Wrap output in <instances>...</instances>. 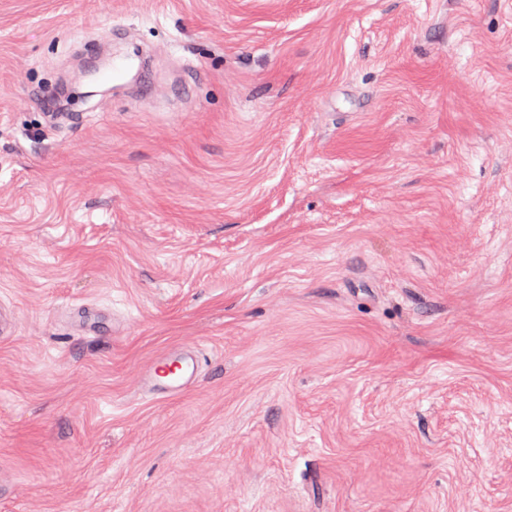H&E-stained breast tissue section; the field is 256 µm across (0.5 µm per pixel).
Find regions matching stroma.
<instances>
[{"instance_id": "35a3bbf8", "label": "stroma", "mask_w": 512, "mask_h": 512, "mask_svg": "<svg viewBox=\"0 0 512 512\" xmlns=\"http://www.w3.org/2000/svg\"><path fill=\"white\" fill-rule=\"evenodd\" d=\"M1 301L0 512H512V0H0ZM203 360L204 349L198 344L156 355L140 378L145 395L160 400L184 393L198 377Z\"/></svg>"}]
</instances>
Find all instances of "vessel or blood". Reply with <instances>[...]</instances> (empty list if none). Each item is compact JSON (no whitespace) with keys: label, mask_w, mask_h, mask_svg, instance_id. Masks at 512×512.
Returning a JSON list of instances; mask_svg holds the SVG:
<instances>
[{"label":"vessel or blood","mask_w":512,"mask_h":512,"mask_svg":"<svg viewBox=\"0 0 512 512\" xmlns=\"http://www.w3.org/2000/svg\"><path fill=\"white\" fill-rule=\"evenodd\" d=\"M204 360V349L194 344L156 355L140 378L145 395L152 400L184 393L196 380Z\"/></svg>","instance_id":"b4317fda"}]
</instances>
